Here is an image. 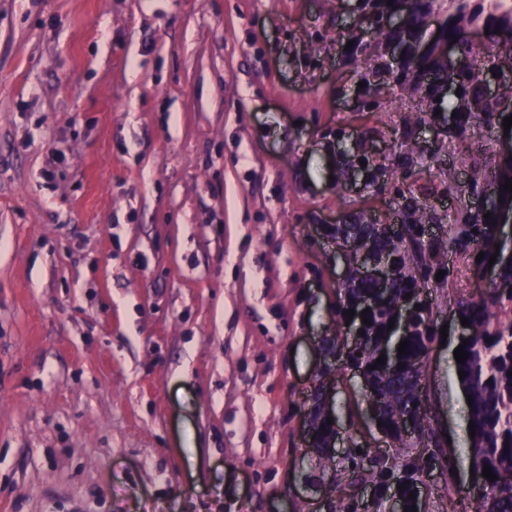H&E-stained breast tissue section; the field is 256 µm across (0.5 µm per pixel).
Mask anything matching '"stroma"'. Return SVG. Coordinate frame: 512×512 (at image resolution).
Instances as JSON below:
<instances>
[{"label": "stroma", "mask_w": 512, "mask_h": 512, "mask_svg": "<svg viewBox=\"0 0 512 512\" xmlns=\"http://www.w3.org/2000/svg\"><path fill=\"white\" fill-rule=\"evenodd\" d=\"M357 0H0V512H321L376 438L360 379L331 403L330 470L303 400L348 263L331 230L428 201L440 246L480 143L394 96L361 111ZM365 150L391 177L361 190ZM424 369L448 458L468 446L452 252ZM424 512H472L470 470Z\"/></svg>", "instance_id": "obj_1"}]
</instances>
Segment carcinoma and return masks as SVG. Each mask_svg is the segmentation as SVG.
<instances>
[{"label": "carcinoma", "mask_w": 512, "mask_h": 512, "mask_svg": "<svg viewBox=\"0 0 512 512\" xmlns=\"http://www.w3.org/2000/svg\"><path fill=\"white\" fill-rule=\"evenodd\" d=\"M388 0H361L360 7L372 21L371 27L350 37L353 46L344 51L346 61L363 67L361 80L365 85L362 106L369 109L379 98V92L372 91L368 77L382 67L386 48L393 43L406 46L409 59L394 76L386 77V86L391 94L413 99L420 97L428 103L429 111L436 109L456 113V128L465 132L512 114V84L506 85L497 97H486L481 76L483 71L494 66L502 71L512 72V42L505 35L512 34V8H505L499 0H412V6L397 26L389 23L388 14L395 10L397 3L387 5ZM445 19L443 36L448 44L456 46V54L446 56L436 43L424 42L427 23L433 17ZM488 29L490 44L483 51L476 50L462 40L466 31ZM500 33L495 34L493 30ZM460 68L459 87L456 94L444 93L442 75ZM494 156L483 161L476 171L474 184L494 179L502 183L512 181V163L507 171H491ZM402 215L404 234L394 237L381 224H338L333 228L334 237L355 250H367L375 255H400L402 267L408 275L395 281L393 288L381 295L368 279L353 276L339 289L336 302V335L323 340L325 364L319 369L318 383L323 385L329 378L354 367L366 374L371 390L369 397L381 408L378 422L390 437L391 448L396 454L409 447L407 440L396 434L399 418L407 411L420 412L422 407L419 392L420 377L423 373L431 345L435 340L434 324L425 316L407 330L403 336L394 337L388 330L391 321L409 285L432 286V275L443 267L442 254L426 249L425 235L432 215L426 207L412 197L401 196L397 201ZM495 219L484 217V213L468 208L460 209L454 223L448 225L444 246L451 250L484 253L481 263L486 265L495 255ZM371 303L366 314L369 323L357 318H348L346 311L360 302ZM457 309L469 322L472 334L463 350L469 353L465 363L455 364V370L464 371L460 384L472 399L468 408V420L475 427L474 438L469 440L467 459L481 475V490L474 496L475 512H512V483L505 484L497 479L491 481L482 477L483 467H491L497 476L512 473V265L500 266L497 278L488 294L479 299L462 300ZM351 320L354 330L352 351L344 352L341 339L345 321ZM408 340L406 353L398 363L402 368H391L376 363L386 353L393 341ZM315 447L320 456L319 463L328 468L333 461L329 456V445L333 429L327 420L318 421ZM369 462H364V459ZM354 484L363 481L362 473L372 471L375 481L372 487L376 505L383 504V488L391 481H400L407 474L423 471L417 459H407L402 469H387L378 457L370 456V450L362 448L350 458ZM330 512H357V506L343 499H336V487L328 489Z\"/></svg>", "instance_id": "cac0c4a2"}]
</instances>
